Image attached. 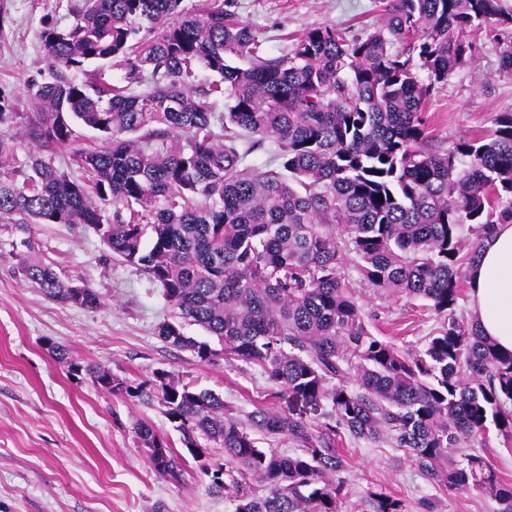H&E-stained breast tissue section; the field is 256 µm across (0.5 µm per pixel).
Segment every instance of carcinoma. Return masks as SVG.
I'll use <instances>...</instances> for the list:
<instances>
[{
    "label": "carcinoma",
    "mask_w": 512,
    "mask_h": 512,
    "mask_svg": "<svg viewBox=\"0 0 512 512\" xmlns=\"http://www.w3.org/2000/svg\"><path fill=\"white\" fill-rule=\"evenodd\" d=\"M182 3L76 0L67 30L44 23L45 66L26 81L36 111H16L0 88V230L16 237V277L52 301L96 309L98 294L86 285L75 296L30 236L34 224L91 228L113 259L162 288L176 314L157 328L164 342L203 362L259 366L271 396L304 401L322 421L269 404L241 420L211 391L164 372L118 382L101 365L69 361L60 343L54 360L108 393L158 401L187 455L138 421L155 472L176 480L186 456L208 459L209 490L233 512H341L346 436L405 448L432 482L512 512V484L463 451L492 429L512 436V351L460 312L464 264L494 225L512 221V112L447 149L429 144L424 117L472 38L512 27V4L384 0L365 37L318 26L268 56L234 0ZM90 65L86 81L73 77ZM199 66L216 79L194 84ZM108 67L123 83L106 80ZM77 125L100 143L77 144ZM15 127L40 147L20 165ZM266 140L275 167L258 170L248 158ZM57 149L67 166L42 154ZM347 251L375 292L422 300L442 318L422 349L370 331L341 273ZM186 322L223 349L186 335ZM260 435L301 453L262 448ZM369 497L374 512H406L400 499Z\"/></svg>",
    "instance_id": "1"
}]
</instances>
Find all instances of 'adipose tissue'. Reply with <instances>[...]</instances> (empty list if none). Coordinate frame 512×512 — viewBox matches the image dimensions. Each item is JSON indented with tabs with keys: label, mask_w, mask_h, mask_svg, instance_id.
I'll use <instances>...</instances> for the list:
<instances>
[{
	"label": "adipose tissue",
	"mask_w": 512,
	"mask_h": 512,
	"mask_svg": "<svg viewBox=\"0 0 512 512\" xmlns=\"http://www.w3.org/2000/svg\"><path fill=\"white\" fill-rule=\"evenodd\" d=\"M466 283L469 310L481 333L512 351V223L495 225L482 240Z\"/></svg>",
	"instance_id": "obj_1"
}]
</instances>
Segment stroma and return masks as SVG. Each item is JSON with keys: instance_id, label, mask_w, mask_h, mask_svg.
<instances>
[{"instance_id": "35a3bbf8", "label": "stroma", "mask_w": 512, "mask_h": 512, "mask_svg": "<svg viewBox=\"0 0 512 512\" xmlns=\"http://www.w3.org/2000/svg\"><path fill=\"white\" fill-rule=\"evenodd\" d=\"M70 0H0L9 20L0 34V85L12 91L18 111L30 112L25 82L43 66L39 30L44 20L65 29ZM380 0H238V17L252 26L270 54L307 30L336 25L352 34L372 33ZM512 28L479 32L468 61L435 92L426 113L430 135L442 146L485 135L496 113L512 111V75L498 70ZM31 234L44 261L64 278L83 279L101 297L97 309L47 299L13 273L8 233H0V512H233L211 493L202 464L190 461L181 480L152 469L133 424L150 422L174 450L179 434L160 404L143 405L99 390L69 374L50 351L65 345L72 362L99 364L127 382L168 373L176 382L208 389L238 417L263 402L267 375L242 361L201 362L157 335L173 320L162 290L135 266L112 260L92 229L35 224ZM348 255L344 272L369 317L372 333L404 349L423 348L439 316L420 301L379 294ZM351 493L342 512H372L370 493L401 499L408 512H498L476 491L448 492L426 479L401 448L344 440Z\"/></svg>"}]
</instances>
